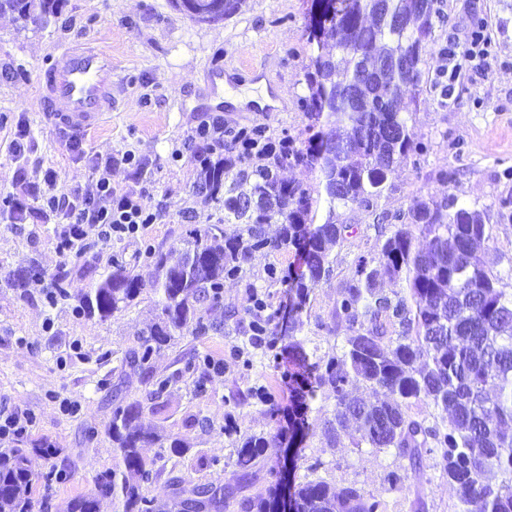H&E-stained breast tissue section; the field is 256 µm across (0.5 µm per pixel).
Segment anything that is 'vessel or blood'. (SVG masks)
<instances>
[{
  "mask_svg": "<svg viewBox=\"0 0 512 512\" xmlns=\"http://www.w3.org/2000/svg\"><path fill=\"white\" fill-rule=\"evenodd\" d=\"M112 78L109 53L93 47L61 48L43 72L46 118L71 134L98 126L112 112Z\"/></svg>",
  "mask_w": 512,
  "mask_h": 512,
  "instance_id": "obj_1",
  "label": "vessel or blood"
}]
</instances>
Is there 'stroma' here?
Masks as SVG:
<instances>
[{
	"instance_id": "35a3bbf8",
	"label": "stroma",
	"mask_w": 512,
	"mask_h": 512,
	"mask_svg": "<svg viewBox=\"0 0 512 512\" xmlns=\"http://www.w3.org/2000/svg\"><path fill=\"white\" fill-rule=\"evenodd\" d=\"M449 21L436 28V50L425 57L423 70L433 77L455 70L450 105L415 104L406 93L401 109L409 118L416 142L427 152L420 166L404 165L390 179L380 201L390 211L407 209L413 198L452 194L482 210L490 232L483 255L486 267L512 285V0H447ZM312 0H242L238 12L218 22H197L176 10L171 0H65L60 13L43 25L17 29L0 16V193L13 196L27 210L24 231L0 219V412H18L30 419L23 434L0 441L5 448H30L47 443L54 456L34 454L29 467L35 476L30 498L33 512H62L70 499L90 493L97 474L112 468L115 454L106 435L112 412V388L122 385L129 399L156 402L154 423L166 435L181 438L187 451L168 455L164 449H144L156 460L161 476L146 485L147 496L163 501L173 488L216 483L234 487L236 437L224 431V414L235 407L237 435L275 432L288 418V385L278 369L269 367L261 346L248 332L255 299L287 310L283 288L269 284L268 267L296 262L293 253L258 254L245 264L240 278L224 283V304L210 311L222 330L205 336L187 335L163 348L153 360L156 375L169 385L151 398L150 384L139 374L122 371L125 353L138 345L137 331L155 313V296L144 289L135 305L108 320L76 315V298L48 302L51 283L64 274L81 287L110 269L114 253H122L142 278L151 269L139 253L146 245L169 248L185 237L191 224H212L224 208L194 195L199 164L196 155L205 143L188 149L185 143L202 121L215 118L234 128H262L278 139L290 135L307 140L320 122L299 103L308 90L305 75L313 68L316 46L308 42ZM480 16L490 40L484 69L462 63L453 68L438 48L455 40L466 44L471 19ZM92 43L112 54V119L97 129L72 135L54 128L40 102L41 71L59 47ZM223 66L233 85L218 86L207 69ZM280 95L279 109L263 112L252 105L237 108L226 94ZM27 132V164H20L9 144L16 128ZM80 150H72V143ZM132 150L143 159V175L117 163L114 187L143 196L148 207L161 209V223L148 225L135 238L99 246L85 255L62 254L56 248L61 226L55 215L42 211L37 192L44 171H53L58 190L88 188L96 179L93 159L121 156ZM452 168L451 184L438 181L441 169ZM336 221L353 225L354 234L332 250L334 272L310 295L301 338L307 351L325 353L343 343L348 331L327 333L323 325L340 298L342 284L352 276L361 254L376 251L378 241L368 212L340 208ZM37 261L42 278L26 279L15 288L9 276L24 275ZM264 389L268 402L255 398ZM335 402L318 395L310 420L315 429L303 444L275 449L257 467L248 494L263 492L273 473L290 467L292 477L321 478L336 486L357 484L381 499L385 512H453L457 501L435 457H428L420 477L408 489H391L390 470L406 467L393 451H378L344 438L331 447L324 435ZM278 419H271V409ZM95 427L87 439V427ZM67 467L64 481L46 483L52 469Z\"/></svg>"
}]
</instances>
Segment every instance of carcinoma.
I'll return each instance as SVG.
<instances>
[{
    "label": "carcinoma",
    "instance_id": "cac0c4a2",
    "mask_svg": "<svg viewBox=\"0 0 512 512\" xmlns=\"http://www.w3.org/2000/svg\"><path fill=\"white\" fill-rule=\"evenodd\" d=\"M64 0H0V15L20 27L45 24ZM194 21H215L236 11L238 0H172ZM322 10L317 34L322 50L306 74L305 107L326 116L324 128L297 145L288 137L266 142L265 163L246 157L200 159L194 183L197 195L224 203V219L187 231L167 250L148 245L143 256L153 266L155 317L141 330L138 347L122 367L151 383V394L168 386L153 375V355L176 339L205 336L221 327L206 311L224 303V279L236 278L257 253L290 248L302 269L272 266L268 278L288 291L291 348L307 357L296 334L304 327L313 289L333 273L330 245L350 234L334 221L336 207H357L373 216L382 242L376 252L358 256L352 277L342 286L332 319L350 336L310 364L309 372L285 370L291 404L288 428L273 435H249L236 448L241 487L214 483L185 488L172 480L174 497L159 504L143 487L161 476L142 449L164 444L146 408L127 401L121 385L112 390L107 433L117 458L100 473L94 490L69 500L63 512H99L109 498L121 512H276L279 484L265 492L239 496L252 484L254 467L269 449L293 443L307 424L305 416L317 393L335 400L328 421L330 438L341 445L350 422L359 425L357 443L375 450L393 448L409 461L410 471L392 470L387 482L402 489L418 477L424 458L438 453V464L457 490V510L512 512V290L486 269L478 246L490 241L483 212L453 194L441 199L416 197L405 211L378 207L389 178L401 166H414L426 152L414 141L399 102L412 87L445 105L453 95L455 74L425 78L424 56L435 27L447 22L444 0H313ZM319 169L321 180L304 187L281 178L288 165ZM324 201L328 218L313 223V205ZM234 224L229 231L224 224ZM280 225L271 236L266 225ZM426 240L416 243L415 236ZM402 284L392 293L380 285ZM145 284L120 254L110 271L78 294L77 311L104 321L133 304ZM252 314L255 336L275 335L279 310L262 299ZM356 386L382 392L371 403L352 396ZM422 402L432 412L419 418L409 407ZM50 455L52 449H31ZM27 448L0 451V512H30L34 475ZM295 512H383L381 500L354 483L341 488L307 480L288 488Z\"/></svg>",
    "mask_w": 512,
    "mask_h": 512
}]
</instances>
